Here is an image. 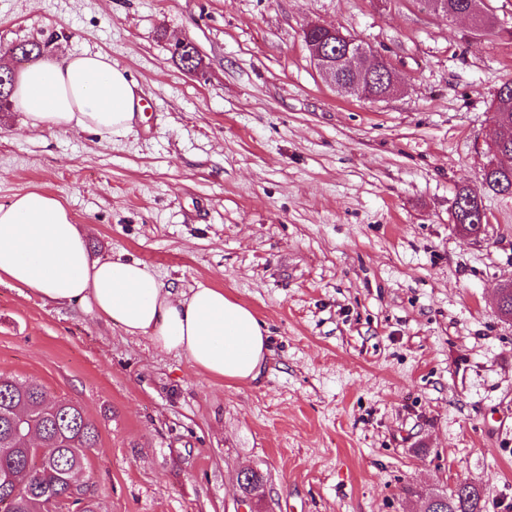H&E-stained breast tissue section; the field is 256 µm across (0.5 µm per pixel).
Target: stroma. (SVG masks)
<instances>
[{
	"instance_id": "35a3bbf8",
	"label": "stroma",
	"mask_w": 512,
	"mask_h": 512,
	"mask_svg": "<svg viewBox=\"0 0 512 512\" xmlns=\"http://www.w3.org/2000/svg\"><path fill=\"white\" fill-rule=\"evenodd\" d=\"M485 2L487 36L423 0H0V47L105 52L143 92L111 143L0 112V206L41 186L93 255L223 289L268 336L257 379L215 378L0 278V373L96 425L99 512H422L418 490L462 480L512 512V197L482 185L512 0ZM312 23L383 55L396 93L339 95ZM462 186L489 216L476 238L454 228ZM246 470L264 481L251 505Z\"/></svg>"
}]
</instances>
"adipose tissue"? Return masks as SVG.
<instances>
[{"mask_svg":"<svg viewBox=\"0 0 512 512\" xmlns=\"http://www.w3.org/2000/svg\"><path fill=\"white\" fill-rule=\"evenodd\" d=\"M139 93L109 54L63 53L20 68L13 100L29 130L109 142L133 131ZM0 277L48 304L81 302L216 378L256 379L268 353L254 312L223 289L174 288L141 262L92 256L65 200L37 186L0 206Z\"/></svg>","mask_w":512,"mask_h":512,"instance_id":"1","label":"adipose tissue"}]
</instances>
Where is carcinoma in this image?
<instances>
[{"label":"carcinoma","mask_w":512,"mask_h":512,"mask_svg":"<svg viewBox=\"0 0 512 512\" xmlns=\"http://www.w3.org/2000/svg\"><path fill=\"white\" fill-rule=\"evenodd\" d=\"M186 71L198 69L197 48L189 44L173 51ZM12 76L0 72V111L11 106ZM499 103L493 115L497 125L509 134L512 146V79L501 84ZM487 192L512 195V168L487 167L483 173ZM457 221L468 230L482 232V215L474 192L461 187ZM44 386L19 383L0 374V512H61L75 506L79 512H93L91 504L73 497L72 474L87 464V451L98 439L96 426L82 407L67 399L45 405ZM424 512H483L481 495L475 486L432 490L421 495Z\"/></svg>","instance_id":"carcinoma-1"}]
</instances>
